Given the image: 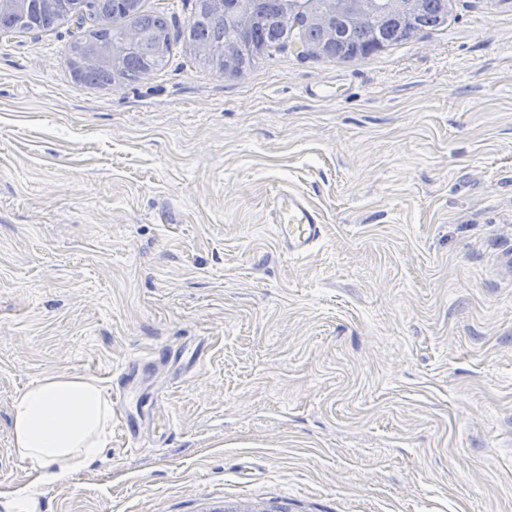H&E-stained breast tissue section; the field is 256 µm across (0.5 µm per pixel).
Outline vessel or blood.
<instances>
[{
  "mask_svg": "<svg viewBox=\"0 0 512 512\" xmlns=\"http://www.w3.org/2000/svg\"><path fill=\"white\" fill-rule=\"evenodd\" d=\"M270 222L278 243L289 255L310 254L325 234L324 216L319 208L301 192L283 188L270 200ZM176 355L192 364H200L205 356L204 344L175 353L153 352L128 359L112 384V416L130 443H137L144 432L160 425L164 394L142 384L137 370L146 369Z\"/></svg>",
  "mask_w": 512,
  "mask_h": 512,
  "instance_id": "b4317fda",
  "label": "vessel or blood"
}]
</instances>
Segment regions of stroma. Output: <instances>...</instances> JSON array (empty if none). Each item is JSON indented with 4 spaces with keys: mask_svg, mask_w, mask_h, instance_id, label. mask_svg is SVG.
<instances>
[{
    "mask_svg": "<svg viewBox=\"0 0 512 512\" xmlns=\"http://www.w3.org/2000/svg\"><path fill=\"white\" fill-rule=\"evenodd\" d=\"M73 22L0 37V512L11 406L51 374L155 365L170 430H120L38 512H512V0L366 58L183 42L88 88ZM303 191L325 239L282 250ZM270 224L289 256L310 254L325 234L324 216L301 192L282 188L270 200Z\"/></svg>",
    "mask_w": 512,
    "mask_h": 512,
    "instance_id": "stroma-1",
    "label": "stroma"
}]
</instances>
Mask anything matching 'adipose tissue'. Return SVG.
Listing matches in <instances>:
<instances>
[{"label":"adipose tissue","instance_id":"obj_1","mask_svg":"<svg viewBox=\"0 0 512 512\" xmlns=\"http://www.w3.org/2000/svg\"><path fill=\"white\" fill-rule=\"evenodd\" d=\"M112 407L103 387L82 376L53 375L19 393L12 404L13 447L32 476L15 502L36 512L45 485L67 481L106 448Z\"/></svg>","mask_w":512,"mask_h":512}]
</instances>
